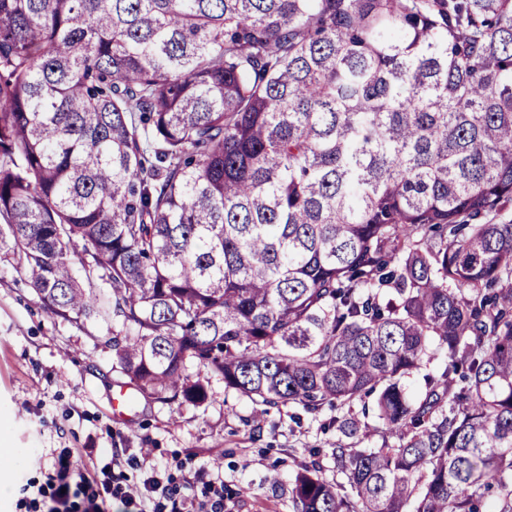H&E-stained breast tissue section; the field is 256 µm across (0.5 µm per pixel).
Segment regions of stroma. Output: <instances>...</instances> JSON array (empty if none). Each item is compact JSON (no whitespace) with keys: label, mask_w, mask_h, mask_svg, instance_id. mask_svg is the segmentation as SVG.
Wrapping results in <instances>:
<instances>
[{"label":"stroma","mask_w":512,"mask_h":512,"mask_svg":"<svg viewBox=\"0 0 512 512\" xmlns=\"http://www.w3.org/2000/svg\"><path fill=\"white\" fill-rule=\"evenodd\" d=\"M112 327L93 318L79 329L48 315L26 277L0 262V449L14 455L0 468V512H26L22 487L46 484L62 457L99 469L116 456L141 481L133 459L143 451L172 488L198 470L223 482L226 512H295L294 475L309 449L331 450L335 430L288 406L254 425L251 403L220 381L196 408L145 401L104 344ZM116 399L125 401L124 415L114 414ZM31 457L37 468L28 467ZM274 471L282 478L276 490L267 481Z\"/></svg>","instance_id":"stroma-1"}]
</instances>
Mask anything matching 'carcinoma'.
<instances>
[{
	"label": "carcinoma",
	"mask_w": 512,
	"mask_h": 512,
	"mask_svg": "<svg viewBox=\"0 0 512 512\" xmlns=\"http://www.w3.org/2000/svg\"><path fill=\"white\" fill-rule=\"evenodd\" d=\"M511 207L512 0H0V259L145 398L338 411L299 512H512ZM361 416V415H360ZM362 418V416H361ZM368 423L369 428L366 430L367 435H360L356 439H344L345 443H350L356 448H376L382 444L383 437L385 438L384 430L381 425L372 417L371 413L368 418L363 419Z\"/></svg>",
	"instance_id": "cac0c4a2"
}]
</instances>
